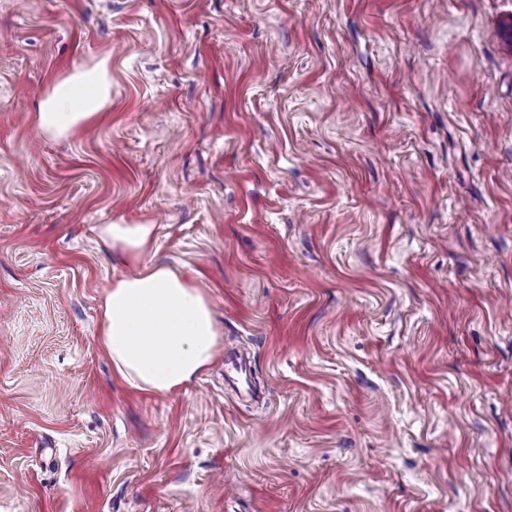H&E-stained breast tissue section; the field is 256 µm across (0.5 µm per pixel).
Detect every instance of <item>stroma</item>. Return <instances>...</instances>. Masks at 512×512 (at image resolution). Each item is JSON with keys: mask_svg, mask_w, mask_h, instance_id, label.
Here are the masks:
<instances>
[{"mask_svg": "<svg viewBox=\"0 0 512 512\" xmlns=\"http://www.w3.org/2000/svg\"><path fill=\"white\" fill-rule=\"evenodd\" d=\"M111 223L219 323L172 393ZM0 512H512V0H0ZM109 90L105 62L59 80L35 113L37 129L55 138L68 135L103 108ZM153 233L151 224L100 227L103 239L140 264L107 291L101 342L125 382L168 394L211 362L219 328L201 288L168 267L144 261Z\"/></svg>", "mask_w": 512, "mask_h": 512, "instance_id": "35a3bbf8", "label": "stroma"}]
</instances>
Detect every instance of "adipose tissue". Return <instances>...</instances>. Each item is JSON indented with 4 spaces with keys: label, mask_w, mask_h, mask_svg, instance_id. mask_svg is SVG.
Returning a JSON list of instances; mask_svg holds the SVG:
<instances>
[{
    "label": "adipose tissue",
    "mask_w": 512,
    "mask_h": 512,
    "mask_svg": "<svg viewBox=\"0 0 512 512\" xmlns=\"http://www.w3.org/2000/svg\"><path fill=\"white\" fill-rule=\"evenodd\" d=\"M109 90L102 62L59 80L35 114L37 129L55 138L68 135L103 108ZM153 233L150 224L100 227L103 239L140 264L107 291L101 342L125 382L168 394L189 384L211 362L219 328L201 288L146 261Z\"/></svg>",
    "instance_id": "obj_1"
}]
</instances>
